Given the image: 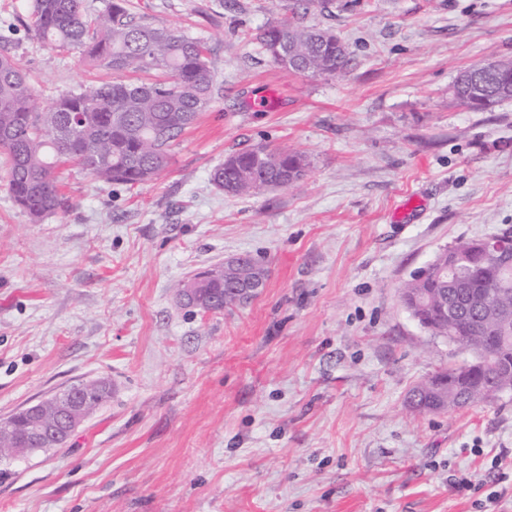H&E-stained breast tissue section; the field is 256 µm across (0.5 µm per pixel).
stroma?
Wrapping results in <instances>:
<instances>
[{
	"label": "stroma",
	"mask_w": 512,
	"mask_h": 512,
	"mask_svg": "<svg viewBox=\"0 0 512 512\" xmlns=\"http://www.w3.org/2000/svg\"><path fill=\"white\" fill-rule=\"evenodd\" d=\"M204 41L220 88L140 186L62 167L65 210L31 222L0 173V420L97 378L111 397L65 447L0 465V512H512V393L415 411L469 352L425 332L401 285L446 246L512 228V100L473 112L452 82L512 59V0H336L305 15L345 79L273 66L256 40L292 0H131ZM0 0L43 100L102 74L43 47ZM270 90L259 111L251 98ZM272 142L307 180L233 198L210 178ZM248 254L251 302L181 306L177 283Z\"/></svg>",
	"instance_id": "35a3bbf8"
}]
</instances>
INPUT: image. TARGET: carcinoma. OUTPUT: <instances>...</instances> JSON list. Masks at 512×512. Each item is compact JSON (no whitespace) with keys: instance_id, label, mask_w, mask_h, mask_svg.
<instances>
[{"instance_id":"1","label":"carcinoma","mask_w":512,"mask_h":512,"mask_svg":"<svg viewBox=\"0 0 512 512\" xmlns=\"http://www.w3.org/2000/svg\"><path fill=\"white\" fill-rule=\"evenodd\" d=\"M332 0H295L291 16L260 28L256 38L270 61L312 76L342 79L352 62L347 44L328 27L304 25L299 11H330ZM30 30L45 47L75 51L112 79L75 88L52 102L41 101L20 60L0 50V160L14 203L39 223L64 208L59 167L73 163L103 183L143 185L166 170L174 141L192 127L217 92L205 46L192 35L144 22L128 0H105L91 11L86 0H33ZM457 102L488 112L512 100V61L491 68L474 64L456 78ZM214 168L211 180L230 196H259L270 185L297 187L310 169L306 155L294 149L258 144L230 154ZM454 248L461 262L444 265L401 287V296L420 301L418 313L436 335L450 339L490 365L440 371L441 408L491 404L497 368L512 361V272L505 273L474 239ZM264 274L250 259L224 265V274L202 281L212 295L224 292L218 309L243 305L232 289ZM459 306L448 322V304Z\"/></svg>"}]
</instances>
